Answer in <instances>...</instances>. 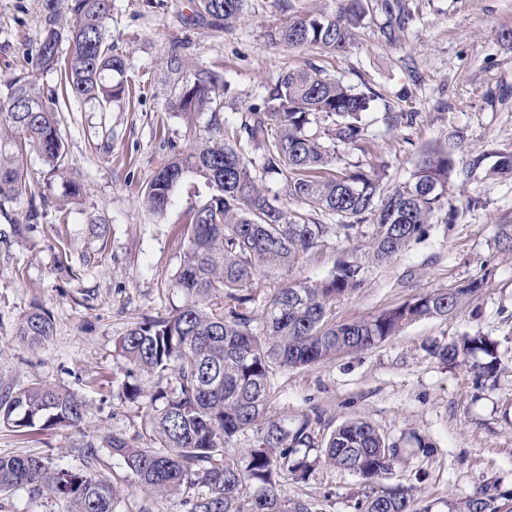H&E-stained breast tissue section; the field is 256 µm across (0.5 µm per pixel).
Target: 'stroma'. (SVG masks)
I'll return each mask as SVG.
<instances>
[{
	"mask_svg": "<svg viewBox=\"0 0 512 512\" xmlns=\"http://www.w3.org/2000/svg\"><path fill=\"white\" fill-rule=\"evenodd\" d=\"M44 0H0V80L32 72L27 55L42 34ZM341 0H248L233 26L215 28L192 19L194 0H112L110 35L127 66L130 97L100 112L79 101L63 108L61 131L73 176L83 188L68 223L46 208L35 232L12 236L11 222L26 223L29 204L0 218V388L42 382L77 393L88 403L86 421L23 435L0 430V456H38L51 468L84 469L86 443L99 449L101 475L118 472L105 446L120 433L145 443L143 416L154 390L129 401L119 341L142 315L164 313L182 297L170 287L183 253L182 218L203 202V179L179 184L164 218L145 210L141 189L172 149L188 147L183 119L170 107L171 84L161 79L171 49L218 72L235 97L225 114L260 103L266 85L288 68L315 67L372 94L361 148L339 150L343 163L386 166L385 187L407 180L425 147L450 146L457 167L472 156L512 152V0H363L364 24L344 53H315L269 42L267 30L306 14H336ZM35 73V72H32ZM57 85L55 71L35 73ZM387 112H415L411 128L388 130ZM476 199L467 207V199ZM452 203L460 209L451 230L432 226L394 262L368 269L362 288L337 299L330 316L343 324L369 318L438 288L480 278L481 291L454 316L406 325L370 350L339 355L302 368H274L272 419L308 415L324 439L347 420H363L400 442L403 459L382 479L415 506L448 512L449 502L483 488L512 497V248L497 241L512 224V176L455 177ZM108 219L98 238L90 219ZM329 236L293 270L296 279L326 277L348 250ZM47 308L54 334L29 349L18 342L20 319L33 306ZM482 333L498 344L502 368L478 378L472 363L443 364L436 345ZM426 435L423 456L409 440ZM306 479L280 477L288 499L313 498L323 512H357L367 490L355 474L320 462ZM0 512H66L52 492L19 489L0 496Z\"/></svg>",
	"mask_w": 512,
	"mask_h": 512,
	"instance_id": "35a3bbf8",
	"label": "stroma"
}]
</instances>
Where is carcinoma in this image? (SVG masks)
<instances>
[{"instance_id":"1","label":"carcinoma","mask_w":512,"mask_h":512,"mask_svg":"<svg viewBox=\"0 0 512 512\" xmlns=\"http://www.w3.org/2000/svg\"><path fill=\"white\" fill-rule=\"evenodd\" d=\"M247 0H197L196 15L216 26L241 19ZM361 0H342L334 16H298L268 32L272 43L329 53L347 51L363 22ZM112 0H70L68 12L58 0H45L42 36L35 66L64 72L62 90L45 88L16 75L0 83V216L23 239L40 217L49 197L32 192L25 159L38 153L51 179L63 181L60 210L78 203L80 187L66 176L68 153L60 129V100L73 99L104 111L122 101L128 90L115 79L126 60L108 37ZM68 44L61 58L62 43ZM165 79L179 86L172 109L194 131L185 149L167 162L142 189L145 209L163 216L173 191L189 177L204 179L206 199L190 208L185 247L172 280L183 303L164 315H143L119 344L127 372L124 394L137 399L145 380L162 400L144 415L153 445L141 446L112 434L106 445L123 466L126 480L147 496L173 499L183 512H313L306 499L281 494L279 477L302 478L310 462L300 449L315 447L307 416L288 422L266 419L273 367L298 368L341 354L368 350L394 336L408 323L448 318L483 288L472 279L437 289L377 315L336 324L328 312L336 299L360 288L373 265L396 259L428 233L437 213L456 208L449 202L455 161L444 146L429 147L416 160L410 177L384 191L386 171L336 170L339 147L364 139L362 115L371 98L314 68L282 71L265 87L261 105L252 106L240 123L224 117L232 105L219 77L194 65L177 49L168 54ZM205 126H198L202 115ZM417 112H388L390 128L411 127ZM261 152L260 174L240 148L241 140ZM486 155L473 157L466 176L512 174V153H500L488 168ZM282 176L289 197L309 207L288 211L265 191L263 177ZM29 196L28 223L12 220L7 206ZM374 233L364 242L363 227ZM352 244L320 281L290 280L271 294L257 320L249 287L255 277L286 275L329 235ZM54 333L50 312L36 307L23 316L18 336L31 346ZM480 351L485 361L478 374L495 376L501 367L495 344L480 333L442 346L435 354L456 362ZM86 402L65 388L32 383L0 391V427L21 431L77 427L86 417ZM252 442L238 449L240 436ZM324 461L362 478L370 492L358 512H432L415 508L398 491L380 489L379 479L400 461L401 448L368 422L347 421L321 443ZM87 470L52 469L39 457H0V494L26 488L46 490L67 500V512H115L117 487L95 465L98 448L83 449ZM454 512H512L487 491L461 499Z\"/></svg>"}]
</instances>
